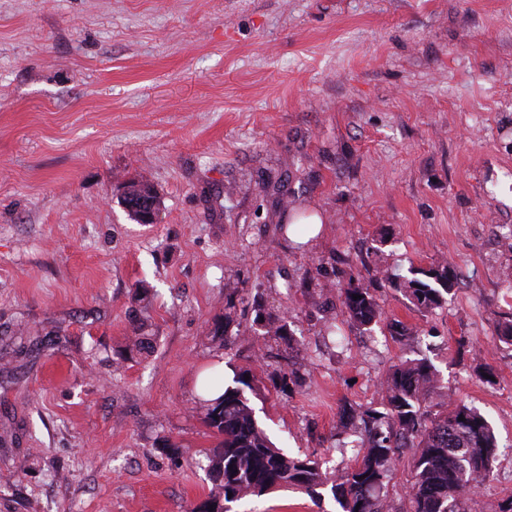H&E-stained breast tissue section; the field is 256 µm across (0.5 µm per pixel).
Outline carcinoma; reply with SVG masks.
I'll use <instances>...</instances> for the list:
<instances>
[{
	"mask_svg": "<svg viewBox=\"0 0 512 512\" xmlns=\"http://www.w3.org/2000/svg\"><path fill=\"white\" fill-rule=\"evenodd\" d=\"M124 205L134 220L139 212L158 207L157 194L146 179L126 185ZM411 277L385 273L384 279L399 289L421 313H429L446 302L456 286L455 270L446 261L428 268H412ZM350 320L364 330L378 322L380 310L370 289L350 277L339 289ZM358 299H353V295ZM238 290L225 294L224 318L214 323L210 334L226 346L233 322ZM263 342L256 361L265 359L267 341L289 335L287 321L266 314L253 300ZM254 375L237 373L233 384L215 399L202 395L204 419L221 437L220 447L207 457L205 469L213 483L205 505L231 512L227 504L247 496H262L272 488H287L306 494L315 504L330 489L341 512H387L382 493L386 479L402 450L413 454L414 482L407 496L409 512H469L470 493L483 487L493 473L498 443L487 419L464 405L448 403L432 413L430 402L440 389L433 367L425 358L403 361L381 382L383 410L344 404L341 427L363 421L365 440L356 445L357 459L330 476L320 463L305 455H291L274 446L259 425L245 389H253Z\"/></svg>",
	"mask_w": 512,
	"mask_h": 512,
	"instance_id": "1",
	"label": "carcinoma"
}]
</instances>
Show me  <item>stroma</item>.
I'll list each match as a JSON object with an SVG mask.
<instances>
[{"label": "stroma", "mask_w": 512, "mask_h": 512, "mask_svg": "<svg viewBox=\"0 0 512 512\" xmlns=\"http://www.w3.org/2000/svg\"><path fill=\"white\" fill-rule=\"evenodd\" d=\"M143 177L155 224L122 203ZM511 229L512 0H0V512H197L219 365L254 371L277 447L352 464L341 406L380 407L409 357L438 370L435 403L492 423L469 503L491 512L512 495ZM444 260L448 304L374 288L369 332L324 290ZM256 299L294 337L261 365ZM137 322L153 349L128 350ZM338 509L278 489L232 506ZM238 290L235 288L228 289V293L225 294V304H224V318L223 320H218L214 323L213 328L210 331V334L213 339L219 340L222 345L226 346L229 343L228 337V329L230 324L233 322L234 310L236 308Z\"/></svg>", "instance_id": "obj_1"}]
</instances>
